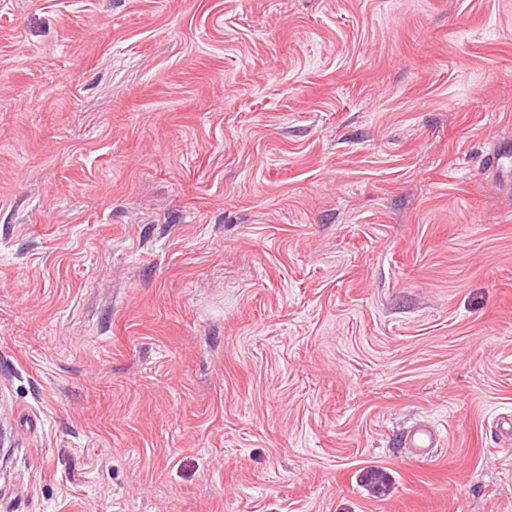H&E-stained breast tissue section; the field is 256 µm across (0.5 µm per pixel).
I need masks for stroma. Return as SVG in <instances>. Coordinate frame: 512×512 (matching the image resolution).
Wrapping results in <instances>:
<instances>
[{"instance_id":"obj_1","label":"stroma","mask_w":512,"mask_h":512,"mask_svg":"<svg viewBox=\"0 0 512 512\" xmlns=\"http://www.w3.org/2000/svg\"><path fill=\"white\" fill-rule=\"evenodd\" d=\"M508 147L512 0H0V512H512ZM440 436L435 429L426 424L412 427L404 436V448H410V454L417 460L424 461L437 448Z\"/></svg>"}]
</instances>
